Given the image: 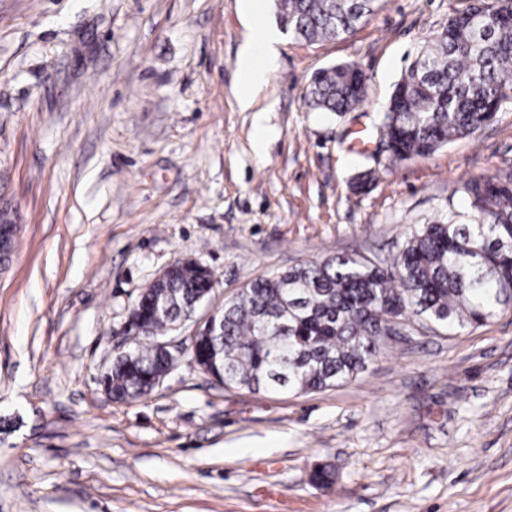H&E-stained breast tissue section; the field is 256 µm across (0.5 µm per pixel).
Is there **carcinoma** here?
Returning a JSON list of instances; mask_svg holds the SVG:
<instances>
[{
	"label": "carcinoma",
	"instance_id": "carcinoma-1",
	"mask_svg": "<svg viewBox=\"0 0 512 512\" xmlns=\"http://www.w3.org/2000/svg\"><path fill=\"white\" fill-rule=\"evenodd\" d=\"M380 0H275L278 18L296 39L347 36ZM366 96L351 61L317 73L307 107L340 115ZM512 99V0H465L401 75L380 130L394 163L428 156L485 126ZM469 202L448 221L420 224L388 263L349 255L306 261L247 283L201 333L190 363L230 387L299 394L356 379L378 352L391 319L421 316L438 325H481L512 307V174L464 184ZM203 267L175 265L132 306L121 351L101 380L116 402L156 388L168 355L156 340L173 331L192 303L212 294Z\"/></svg>",
	"mask_w": 512,
	"mask_h": 512
}]
</instances>
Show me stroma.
<instances>
[{
    "instance_id": "1",
    "label": "stroma",
    "mask_w": 512,
    "mask_h": 512,
    "mask_svg": "<svg viewBox=\"0 0 512 512\" xmlns=\"http://www.w3.org/2000/svg\"><path fill=\"white\" fill-rule=\"evenodd\" d=\"M459 6L382 0L343 38L284 34L245 111L237 56L278 26L274 0L258 18L242 0H0V201L22 218L0 271V512H512V309L417 321L310 394L229 388L185 357L138 400L100 384L175 260L211 270L214 311L303 261L389 258L466 211L464 182L512 168V106L430 156H372L395 83ZM349 61L365 102L307 111L311 76Z\"/></svg>"
}]
</instances>
